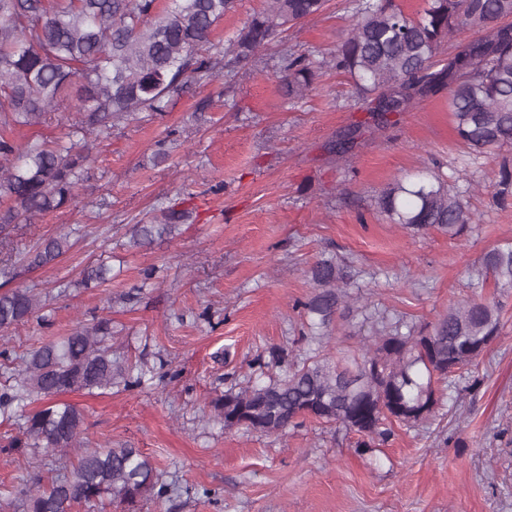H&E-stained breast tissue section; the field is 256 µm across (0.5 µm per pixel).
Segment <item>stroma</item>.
<instances>
[{
    "label": "stroma",
    "mask_w": 512,
    "mask_h": 512,
    "mask_svg": "<svg viewBox=\"0 0 512 512\" xmlns=\"http://www.w3.org/2000/svg\"><path fill=\"white\" fill-rule=\"evenodd\" d=\"M352 4L327 0L320 16L189 86L163 115L142 112L101 134L74 199L11 235L15 276L0 292L31 288L49 305L44 320L0 330V348L21 354L107 318L114 355L146 372L138 386L64 397L82 410L89 446L140 449L174 483L137 512H512V294L490 281L481 295L502 304L499 338L430 421L395 427L383 446L359 448L357 435L308 418L279 435L209 418L229 387L308 351L301 304L315 261L351 265L364 303L428 331L471 297L468 272L483 254L512 240V202L496 203L489 188L512 150L469 160L447 90L385 121L332 68L303 98L282 93L288 54L328 58ZM353 127L338 158L333 147ZM159 149L167 161H154ZM425 168L473 184L475 232L406 230L378 209L390 183ZM174 201L186 213L174 234L130 247L133 225ZM66 230L65 255L27 266L26 250ZM99 262L111 281L80 287L82 269ZM368 332L360 313L339 311L326 350L356 348ZM42 474L32 449L0 447V512H22L16 489Z\"/></svg>",
    "instance_id": "35a3bbf8"
}]
</instances>
